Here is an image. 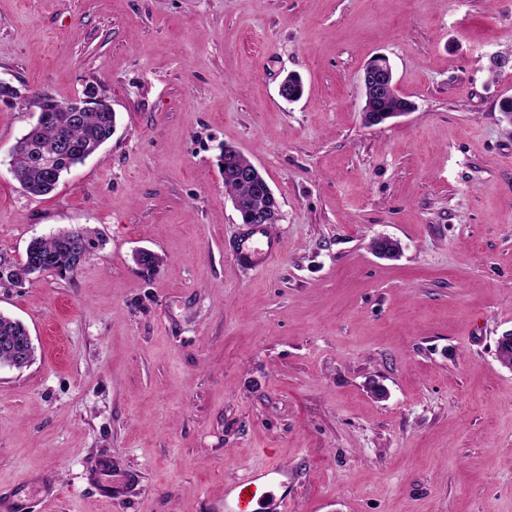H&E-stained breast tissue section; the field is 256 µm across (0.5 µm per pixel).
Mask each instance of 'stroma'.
I'll list each match as a JSON object with an SVG mask.
<instances>
[{
	"mask_svg": "<svg viewBox=\"0 0 512 512\" xmlns=\"http://www.w3.org/2000/svg\"><path fill=\"white\" fill-rule=\"evenodd\" d=\"M379 55L416 108L368 127ZM495 55L512 0H0L1 79L117 116L34 197L5 163L35 116L0 100V312L37 347L0 368V512H223L225 482L271 462L285 512H512ZM227 145L281 206L263 269L232 255ZM78 227L95 245L72 276L8 279L32 238ZM382 235L399 258L373 253Z\"/></svg>",
	"mask_w": 512,
	"mask_h": 512,
	"instance_id": "35a3bbf8",
	"label": "stroma"
}]
</instances>
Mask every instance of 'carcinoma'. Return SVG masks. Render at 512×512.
Instances as JSON below:
<instances>
[{"label":"carcinoma","mask_w":512,"mask_h":512,"mask_svg":"<svg viewBox=\"0 0 512 512\" xmlns=\"http://www.w3.org/2000/svg\"><path fill=\"white\" fill-rule=\"evenodd\" d=\"M79 98L58 101L49 95H37L32 101L39 119L17 139L11 150L8 171L20 186L32 196H43L55 189L63 174L84 163L112 137L116 124L114 112H85L79 109ZM415 104L398 94L386 93L374 100L369 115L380 121L393 112L411 111ZM224 163V189L230 197L242 203L238 211L242 223H247L249 208L262 203L277 206L265 198L260 183L237 179L235 170L251 166L238 150L226 146L221 154ZM92 239L89 231L75 228L36 237L26 249L24 264L8 273L18 281L35 270L49 272L60 278L74 274L88 259ZM25 325L0 313V336H25Z\"/></svg>","instance_id":"1"}]
</instances>
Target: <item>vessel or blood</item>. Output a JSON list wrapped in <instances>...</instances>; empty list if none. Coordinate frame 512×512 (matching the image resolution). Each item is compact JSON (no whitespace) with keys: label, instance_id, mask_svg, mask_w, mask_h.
I'll return each instance as SVG.
<instances>
[{"label":"vessel or blood","instance_id":"vessel-or-blood-1","mask_svg":"<svg viewBox=\"0 0 512 512\" xmlns=\"http://www.w3.org/2000/svg\"><path fill=\"white\" fill-rule=\"evenodd\" d=\"M281 252V244L264 225L249 226L235 248L238 261L254 267L271 265ZM289 480L287 468L277 463L248 471L225 485L224 512H253L254 506L271 500L286 505Z\"/></svg>","mask_w":512,"mask_h":512}]
</instances>
